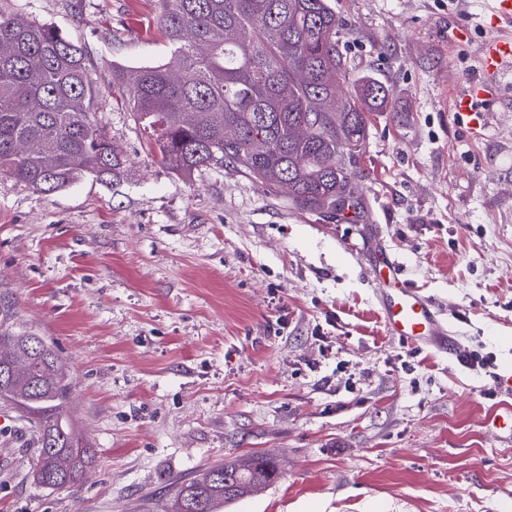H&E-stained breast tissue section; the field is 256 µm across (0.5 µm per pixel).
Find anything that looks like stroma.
<instances>
[{
  "mask_svg": "<svg viewBox=\"0 0 512 512\" xmlns=\"http://www.w3.org/2000/svg\"><path fill=\"white\" fill-rule=\"evenodd\" d=\"M352 79L390 89L357 164V215L293 206L231 167L163 165L114 74L168 62L158 0H0L80 46L92 114L127 160L51 194L0 173V325L73 380L87 478L37 485L0 402V512H169L174 485L262 452L273 486L221 512H512V440L485 398L512 366V74L470 138L442 98L479 74L493 0H330ZM385 239L453 354L389 336L369 272ZM494 357L470 367L468 351Z\"/></svg>",
  "mask_w": 512,
  "mask_h": 512,
  "instance_id": "35a3bbf8",
  "label": "stroma"
}]
</instances>
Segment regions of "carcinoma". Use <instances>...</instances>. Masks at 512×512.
I'll use <instances>...</instances> for the list:
<instances>
[{
    "mask_svg": "<svg viewBox=\"0 0 512 512\" xmlns=\"http://www.w3.org/2000/svg\"><path fill=\"white\" fill-rule=\"evenodd\" d=\"M170 60L122 70L129 105L160 161L190 174L231 166L296 207L357 210L353 164L371 115L391 91L350 73L328 0H158ZM93 84L81 50L56 28L0 14V171L42 193L86 176L112 178L126 159L92 118ZM69 374L39 336L0 334V399L36 419L34 481L63 489L81 480L92 449L64 416ZM270 456L215 462L177 484L172 512H218L278 481Z\"/></svg>",
    "mask_w": 512,
    "mask_h": 512,
    "instance_id": "1",
    "label": "carcinoma"
}]
</instances>
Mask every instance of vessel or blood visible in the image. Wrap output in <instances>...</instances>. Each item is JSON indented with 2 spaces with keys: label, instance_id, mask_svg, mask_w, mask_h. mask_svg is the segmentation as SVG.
Wrapping results in <instances>:
<instances>
[{
  "label": "vessel or blood",
  "instance_id": "vessel-or-blood-1",
  "mask_svg": "<svg viewBox=\"0 0 512 512\" xmlns=\"http://www.w3.org/2000/svg\"><path fill=\"white\" fill-rule=\"evenodd\" d=\"M480 61L486 77L496 79L503 70L512 69V35L489 36L480 48ZM488 96L484 81L471 82L453 96V109L471 133L489 127V113L480 106ZM373 253V283L387 334L418 348L451 352L454 342L435 302L405 282L397 257L384 245H376Z\"/></svg>",
  "mask_w": 512,
  "mask_h": 512
}]
</instances>
